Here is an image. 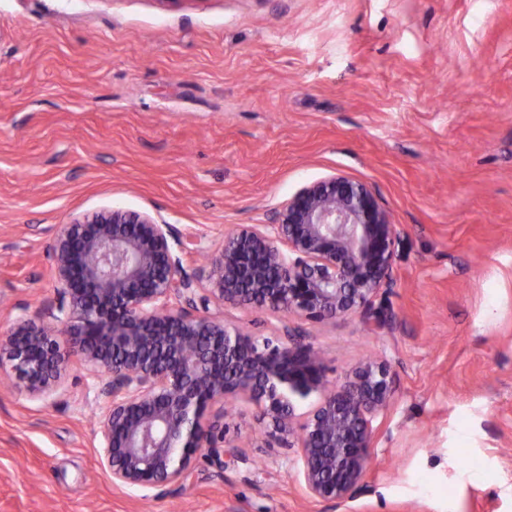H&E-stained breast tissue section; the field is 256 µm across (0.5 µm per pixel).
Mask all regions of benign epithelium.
I'll list each match as a JSON object with an SVG mask.
<instances>
[{
  "label": "benign epithelium",
  "mask_w": 512,
  "mask_h": 512,
  "mask_svg": "<svg viewBox=\"0 0 512 512\" xmlns=\"http://www.w3.org/2000/svg\"><path fill=\"white\" fill-rule=\"evenodd\" d=\"M399 238L372 189L341 175L302 187L272 223L225 233L202 278L183 267L172 225L122 208L86 214L51 245L56 312L48 321L20 316L0 335V369L17 388L50 397L68 369L61 343L76 347L110 402L98 453L117 485L180 484L198 455L220 469L248 462L226 442L224 414L208 417L243 398L257 405L267 438L297 449L307 495L346 501L371 469L376 422L394 398L388 365L364 361L336 385L300 328L285 322L259 339L210 306L315 323L377 319L374 300L394 286ZM312 393L318 403L296 414L292 397Z\"/></svg>",
  "instance_id": "7a95c632"
}]
</instances>
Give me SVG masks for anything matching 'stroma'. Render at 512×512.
I'll return each instance as SVG.
<instances>
[{
    "label": "stroma",
    "instance_id": "35a3bbf8",
    "mask_svg": "<svg viewBox=\"0 0 512 512\" xmlns=\"http://www.w3.org/2000/svg\"><path fill=\"white\" fill-rule=\"evenodd\" d=\"M366 182L400 228L385 322L290 317L394 401L354 498L227 405L249 464L113 484L108 401L72 348L57 394L0 381V512H512V0H0V332L58 303L62 225L122 206L197 250L305 184Z\"/></svg>",
    "mask_w": 512,
    "mask_h": 512
}]
</instances>
